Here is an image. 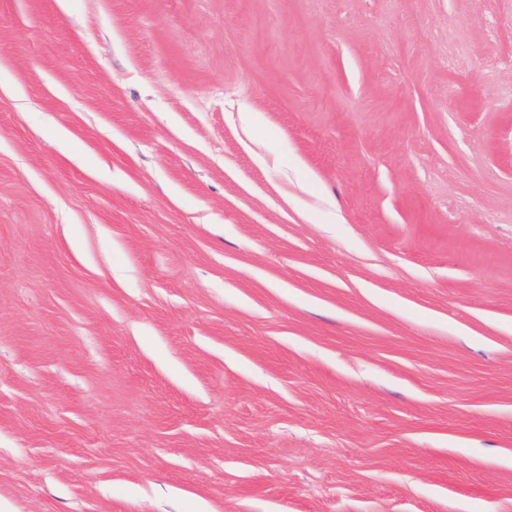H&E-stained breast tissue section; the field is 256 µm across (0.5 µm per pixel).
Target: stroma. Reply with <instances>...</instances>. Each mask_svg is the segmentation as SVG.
Returning a JSON list of instances; mask_svg holds the SVG:
<instances>
[{
    "label": "stroma",
    "instance_id": "stroma-1",
    "mask_svg": "<svg viewBox=\"0 0 512 512\" xmlns=\"http://www.w3.org/2000/svg\"><path fill=\"white\" fill-rule=\"evenodd\" d=\"M512 512V0H0V512Z\"/></svg>",
    "mask_w": 512,
    "mask_h": 512
}]
</instances>
